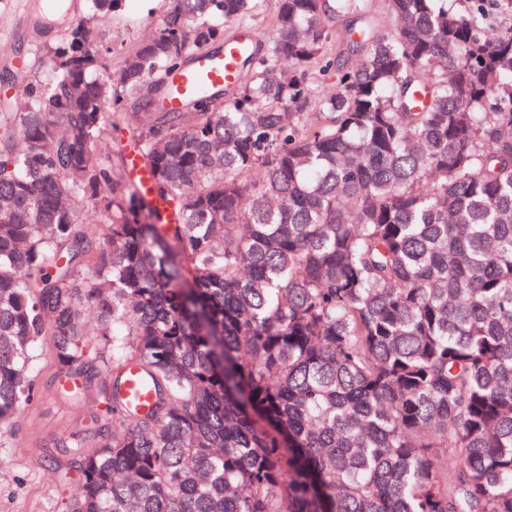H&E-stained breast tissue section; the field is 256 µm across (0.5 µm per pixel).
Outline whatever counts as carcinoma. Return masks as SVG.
<instances>
[{"label": "carcinoma", "instance_id": "cac0c4a2", "mask_svg": "<svg viewBox=\"0 0 512 512\" xmlns=\"http://www.w3.org/2000/svg\"><path fill=\"white\" fill-rule=\"evenodd\" d=\"M260 3L176 0L116 84L78 22L3 104L0 430L49 337L105 407L95 452L54 443L67 512H512V0H279L235 85L167 110ZM128 116L145 188L94 159ZM125 396L132 405L140 410L147 408L153 401V391L148 387L140 370L135 366L128 370Z\"/></svg>", "mask_w": 512, "mask_h": 512}]
</instances>
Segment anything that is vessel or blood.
Returning <instances> with one entry per match:
<instances>
[{"label": "vessel or blood", "instance_id": "obj_1", "mask_svg": "<svg viewBox=\"0 0 512 512\" xmlns=\"http://www.w3.org/2000/svg\"><path fill=\"white\" fill-rule=\"evenodd\" d=\"M254 43L251 32H241L226 42L221 50L200 54L189 70L178 71L171 76L169 90L163 99L164 106L177 110L187 99L203 91L233 83L241 73L242 59L250 53ZM125 396L141 410L153 401L154 394L137 367H130L128 371Z\"/></svg>", "mask_w": 512, "mask_h": 512}]
</instances>
